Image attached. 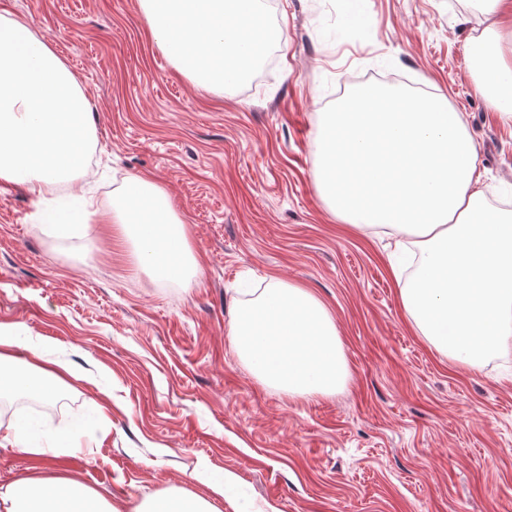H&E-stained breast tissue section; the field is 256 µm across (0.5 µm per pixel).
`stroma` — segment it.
Listing matches in <instances>:
<instances>
[{
  "label": "stroma",
  "mask_w": 512,
  "mask_h": 512,
  "mask_svg": "<svg viewBox=\"0 0 512 512\" xmlns=\"http://www.w3.org/2000/svg\"><path fill=\"white\" fill-rule=\"evenodd\" d=\"M261 0L284 33L268 67L200 87L152 37L140 0H0L71 68L91 103L97 212L86 235L43 227L56 198L0 190V324L74 376L40 414L49 459L2 442L0 490L47 466L126 512L171 487L217 512H512V348L480 369L439 354L405 316L390 239L343 224L317 186L322 113L368 77L445 95L478 149L492 205L512 201V122L473 92L466 45L483 0ZM153 178L188 224L192 285L139 271L112 201ZM310 290L336 320L349 378L302 401L259 383L227 335L271 279ZM112 411L100 417L96 402ZM81 429V449L60 447Z\"/></svg>",
  "instance_id": "35a3bbf8"
}]
</instances>
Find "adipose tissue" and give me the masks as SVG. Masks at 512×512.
I'll return each instance as SVG.
<instances>
[{
	"label": "adipose tissue",
	"instance_id": "1",
	"mask_svg": "<svg viewBox=\"0 0 512 512\" xmlns=\"http://www.w3.org/2000/svg\"><path fill=\"white\" fill-rule=\"evenodd\" d=\"M494 22L472 37L474 91L512 121V24L497 16L512 0H485ZM151 35L178 67L208 89L239 84L266 32L259 0H141ZM96 140L89 102L73 72L28 28L0 18V181L37 196L62 193L52 230L91 223L83 185ZM319 184L332 210L359 229L404 240L421 235L413 281L399 285L403 310L438 351L476 369L512 345V211L485 203L477 150L459 113L440 94L416 98L367 86L326 113L314 144ZM112 221L135 247L137 263L157 279L185 275L193 260L186 225L151 179L131 178L112 204ZM16 336L0 325V392L51 396L71 375L33 357L13 369ZM232 475L211 498L175 489L141 501L134 512H215ZM0 512H121L74 478L43 470L0 492Z\"/></svg>",
	"mask_w": 512,
	"mask_h": 512
}]
</instances>
